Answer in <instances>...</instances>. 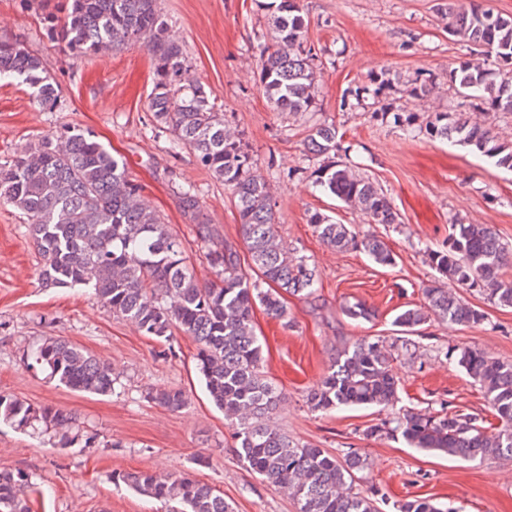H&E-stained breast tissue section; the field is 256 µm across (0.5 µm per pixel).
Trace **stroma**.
I'll list each match as a JSON object with an SVG mask.
<instances>
[{"instance_id": "35a3bbf8", "label": "stroma", "mask_w": 512, "mask_h": 512, "mask_svg": "<svg viewBox=\"0 0 512 512\" xmlns=\"http://www.w3.org/2000/svg\"><path fill=\"white\" fill-rule=\"evenodd\" d=\"M59 0H0V39L17 40L38 53L54 86L57 106L40 111L28 86L0 82V166L36 138L64 125L95 132L125 157L130 174L151 207L182 243L201 284L218 282L207 264L197 227L183 215L178 188L194 184L220 241L245 253L234 200L202 170L186 148L172 149L173 135L157 127L144 104L155 78L153 56L140 44L100 55H76L50 39L46 16ZM269 0H159L168 35L179 43L216 111L238 131L254 166L272 185L278 231L295 255L314 266L312 298L286 296L288 323L254 311L263 344L262 371L285 397L271 422L296 442L342 458L355 451L370 462L357 487L371 490L379 512L396 502L427 497L455 512H512V478L505 461H464L409 448L401 435L367 438L368 427L396 411L358 407L327 414L311 411L307 390L326 373L337 353L355 343L382 341L394 353L401 380L399 407L476 415L480 425L499 424L479 387L448 354L471 347L512 362V308L455 286L461 299L485 312L481 324L450 325L430 319L401 332L395 317L426 303L425 290L448 281L432 267L428 250L445 247L451 224H486L512 246V171L456 142L421 134L409 137L392 117L372 108H341L346 89L376 76L390 81L388 101L415 113L425 125L436 112L466 110L512 141V112L462 107L448 84V70L465 59L464 45L445 28L437 0H301L308 45L317 52L315 111H273L258 81L259 45L268 26ZM431 74L435 93L409 94L416 72ZM336 129V159L369 177L386 193L398 221L373 224L361 211L313 190L318 163L306 158L309 134L319 124ZM330 216L357 237L376 236L394 255L376 264L361 249L338 251L314 233L313 213ZM27 219L0 205V394L74 412L93 441L61 448L47 437L0 426V469L22 471L44 490L32 512H169L147 500L120 476L135 470L190 473L223 494L233 512H297L283 492L247 470L235 453L233 427L210 402L196 369L197 345L181 332L170 340L144 335L88 292L46 288L40 258L26 231ZM363 303L374 315L353 320L344 309ZM83 347L120 373L117 394H82L29 367L27 356L46 337ZM182 388L188 406L172 412L145 398L148 388ZM204 456L208 465H196Z\"/></svg>"}]
</instances>
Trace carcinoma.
I'll use <instances>...</instances> for the list:
<instances>
[{"label":"carcinoma","instance_id":"carcinoma-1","mask_svg":"<svg viewBox=\"0 0 512 512\" xmlns=\"http://www.w3.org/2000/svg\"><path fill=\"white\" fill-rule=\"evenodd\" d=\"M69 10L51 34L70 48L97 55L141 42L156 62L157 79L145 111L174 135V146L193 151L198 164L224 184L234 198L248 253L249 271L241 268L232 248L213 241L199 224L209 266L224 276L201 285L187 263L181 242L160 215L142 199L129 177L125 158L97 140L92 131L64 126L29 146L0 168V202L29 219L26 230L41 258L47 286L86 288L99 302L141 332L169 340L173 330L198 345L199 373L214 404L234 427L235 453L262 480L297 504L298 512H378L373 493L353 491L356 473L368 460L355 451L344 459L322 448L299 445L269 424L282 395L261 371L263 349L255 333L256 305L288 321L283 294H315V270L291 256L278 234L276 200L268 181L254 169L240 134L224 125L203 89L190 77L183 48L168 37L158 0H68ZM272 43L260 51V85L276 112L304 113L315 104L318 55L305 44L308 19L300 0H273L269 5ZM448 34L470 52L490 55L499 67L462 60L449 73L459 96L477 100L484 112H512V17L495 14L481 0H448L437 4ZM16 79L35 89L42 110L56 107L58 95L46 76L42 58L17 40H0V79ZM386 83L375 80L347 92L361 103L370 98L377 111L393 113L394 122L411 126L414 116L392 112L381 102ZM425 132L440 140L455 139L512 170V144L491 127L462 113L435 112ZM336 130L317 125L307 141L310 153L327 160L311 173V186L364 212L372 224H394L391 203L373 182L348 166L328 159L336 151ZM179 195L184 213L196 220L200 200L187 183ZM316 236L327 246L360 247L374 262L394 258L374 236L357 241L343 224L322 213L311 216ZM431 265L442 277L475 289L499 306L512 307V284L503 278L512 266L504 247L486 224H453L443 250H430ZM427 307L398 314L394 324L412 329L434 316L455 325L479 324L485 313L442 287L425 290ZM40 369L68 389L114 395L120 377L112 366L84 348L48 337L33 352ZM456 363L479 386L501 420L487 431L477 419L440 410L426 414L407 410L395 417L394 430L420 451L463 460L512 462V362L478 348H462ZM399 379L393 356L376 341H361L337 354L323 378L306 392L311 410L328 413L342 407L392 408L399 401ZM145 398L172 412L188 406L177 387H156ZM52 435L63 448L89 445L77 417L63 409L37 406L0 394V424ZM140 495L172 506V512H232L224 496L188 473L151 470L121 475ZM37 492L23 472L0 470V512H29L28 496ZM396 512H455L429 498L406 499Z\"/></svg>","mask_w":512,"mask_h":512}]
</instances>
